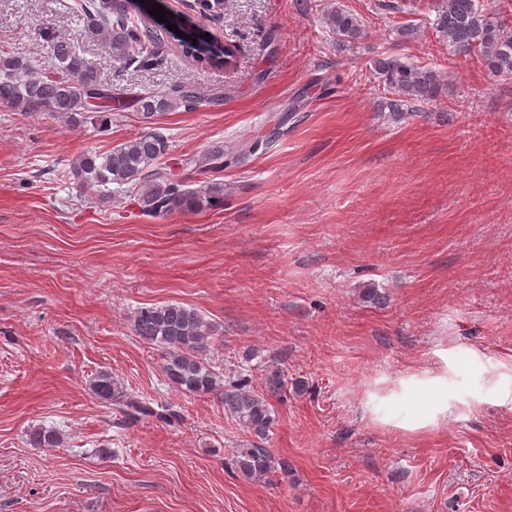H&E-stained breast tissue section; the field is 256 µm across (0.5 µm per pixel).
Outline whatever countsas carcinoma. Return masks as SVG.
Masks as SVG:
<instances>
[{
    "instance_id": "obj_1",
    "label": "carcinoma",
    "mask_w": 512,
    "mask_h": 512,
    "mask_svg": "<svg viewBox=\"0 0 512 512\" xmlns=\"http://www.w3.org/2000/svg\"><path fill=\"white\" fill-rule=\"evenodd\" d=\"M75 10L83 26L78 36L53 42V63L49 68L18 56L0 55L1 103L23 112L48 111L75 124L81 118L93 120L104 105L90 102L99 79L81 53L79 41L103 44L112 58L124 66H147L158 56L163 35L172 34L166 24L156 19L132 16L126 0H78ZM325 21L343 47L363 37L359 18L339 6L327 9ZM433 25L454 51L474 55L494 76H512V29L487 13L480 0H441ZM176 41L185 57L207 65L222 63L228 67L237 52V46L216 36L196 45L179 36ZM373 70L392 94L385 107L396 122L407 117L403 106L430 104L441 97L443 83L432 69L390 56L377 59ZM199 100L193 87L178 85L164 91H148L136 98V105L141 119L149 121L180 108L191 110ZM167 151L168 139L151 129L106 152L79 155L71 164V173L79 187L103 196L124 190L135 193L141 211L148 216L223 205V189L191 188L172 173L162 163ZM239 161L236 152L216 147L187 160V164L201 172H222ZM131 326L143 342L161 349L162 373L168 385L196 396L218 392L223 395L224 412L244 431L260 440L269 435L274 424L270 398L280 395L287 386L279 368L267 371L266 391L262 393L254 390L245 376L224 383L222 374L207 359L216 325L181 304L140 307L131 316ZM90 389L132 421L154 418L171 424L178 419L172 409L163 406L157 410L129 393L107 371L92 379ZM29 441L39 448H58L64 439L53 429L38 428L30 432ZM232 464L242 478L252 481L266 480L278 471L288 473V461L254 444L237 449Z\"/></svg>"
}]
</instances>
